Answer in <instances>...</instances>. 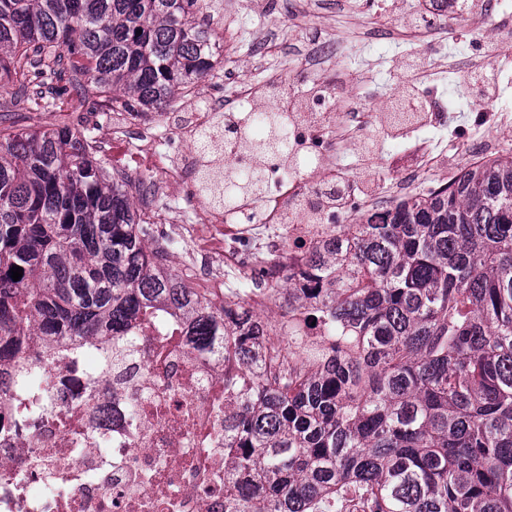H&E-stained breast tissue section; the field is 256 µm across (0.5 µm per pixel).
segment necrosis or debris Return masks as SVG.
<instances>
[{
    "mask_svg": "<svg viewBox=\"0 0 512 512\" xmlns=\"http://www.w3.org/2000/svg\"><path fill=\"white\" fill-rule=\"evenodd\" d=\"M341 2L354 29L329 41L310 39L287 77L257 86L228 59L203 89L207 111L190 99L169 113L179 146L144 207L174 242L216 241L215 251L192 255L199 278L219 283L231 269L247 280L257 272L281 280L303 269L305 255L270 234L272 225L307 238L388 209L382 192L355 198L349 188L381 183L371 153L382 138H399L388 117L402 103L418 101L421 123L447 111L443 91L421 80L448 67L445 30L481 34V64L495 68L512 57V23L494 18L502 0H481L472 11L458 0H426L396 16L374 14L363 0ZM357 37L373 44L403 38L415 46L412 59L399 65L397 90L366 108L358 104L363 80L341 90L325 80ZM272 108L290 119L287 158L263 170L261 195L224 214L199 185L198 137L225 123L245 141H263L268 129L255 115ZM112 140L143 159L158 153L152 126L134 118L114 127ZM352 149L369 159L361 172L346 175L336 161ZM174 191L194 205L193 218L157 205ZM0 512H224L223 337L205 346L188 323L140 319L121 336H57L0 364Z\"/></svg>",
    "mask_w": 512,
    "mask_h": 512,
    "instance_id": "1",
    "label": "necrosis or debris"
}]
</instances>
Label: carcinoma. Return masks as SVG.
Segmentation results:
<instances>
[{
  "label": "carcinoma",
  "mask_w": 512,
  "mask_h": 512,
  "mask_svg": "<svg viewBox=\"0 0 512 512\" xmlns=\"http://www.w3.org/2000/svg\"><path fill=\"white\" fill-rule=\"evenodd\" d=\"M206 0H0V83L37 108L163 114L206 77ZM141 34H136V31ZM88 60L86 83L64 59ZM245 150L223 205L259 190ZM93 129H0V361L42 336H119L140 318L224 335V512H512V157L317 232L288 301V370L234 292L214 307L168 265ZM23 268L15 281L10 269Z\"/></svg>",
  "instance_id": "cac0c4a2"
}]
</instances>
